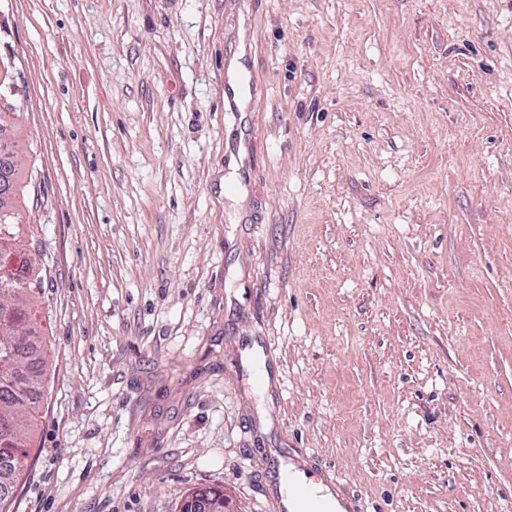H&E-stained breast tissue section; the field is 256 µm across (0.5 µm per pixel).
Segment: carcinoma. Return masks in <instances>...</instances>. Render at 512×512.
<instances>
[{
    "mask_svg": "<svg viewBox=\"0 0 512 512\" xmlns=\"http://www.w3.org/2000/svg\"><path fill=\"white\" fill-rule=\"evenodd\" d=\"M10 76L7 69L0 72V134L8 136V155H0V512H10L11 495L27 466L44 374L34 341L41 279L16 204L23 172L14 161L17 112Z\"/></svg>",
    "mask_w": 512,
    "mask_h": 512,
    "instance_id": "obj_1",
    "label": "carcinoma"
}]
</instances>
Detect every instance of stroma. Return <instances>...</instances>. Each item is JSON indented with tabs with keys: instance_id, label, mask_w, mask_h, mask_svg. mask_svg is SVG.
Returning a JSON list of instances; mask_svg holds the SVG:
<instances>
[{
	"instance_id": "obj_1",
	"label": "stroma",
	"mask_w": 512,
	"mask_h": 512,
	"mask_svg": "<svg viewBox=\"0 0 512 512\" xmlns=\"http://www.w3.org/2000/svg\"><path fill=\"white\" fill-rule=\"evenodd\" d=\"M0 58L45 362L12 512H274L298 463L512 512V0H0ZM253 31L245 22L239 28L237 50L224 57V109L228 112H252L262 97L257 83L239 69V59L246 56L252 47ZM219 490V488L192 490L185 496L186 498H183L184 501L182 500L183 502L181 503L182 505L189 504V512H230L227 508V500L225 495L222 499H220V501H215L214 498H212L215 496V492L218 493ZM196 491L204 492L203 496L195 497ZM194 504L195 506H192ZM194 507L196 510H194Z\"/></svg>"
}]
</instances>
